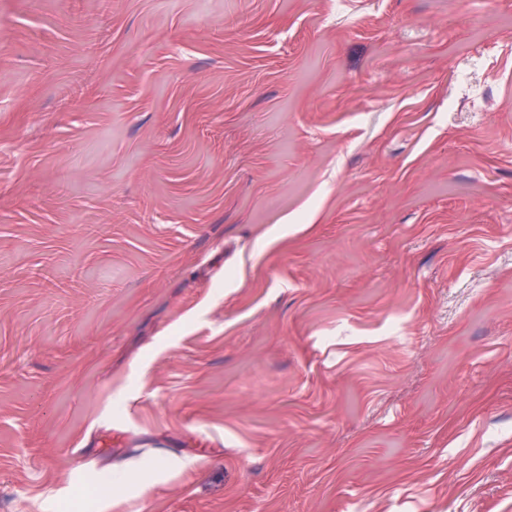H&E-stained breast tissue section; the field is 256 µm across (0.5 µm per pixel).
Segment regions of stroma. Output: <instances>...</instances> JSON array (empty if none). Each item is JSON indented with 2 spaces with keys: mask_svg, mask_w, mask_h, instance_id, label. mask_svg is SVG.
I'll use <instances>...</instances> for the list:
<instances>
[{
  "mask_svg": "<svg viewBox=\"0 0 512 512\" xmlns=\"http://www.w3.org/2000/svg\"><path fill=\"white\" fill-rule=\"evenodd\" d=\"M68 507L512 512V0H0V512Z\"/></svg>",
  "mask_w": 512,
  "mask_h": 512,
  "instance_id": "35a3bbf8",
  "label": "stroma"
}]
</instances>
